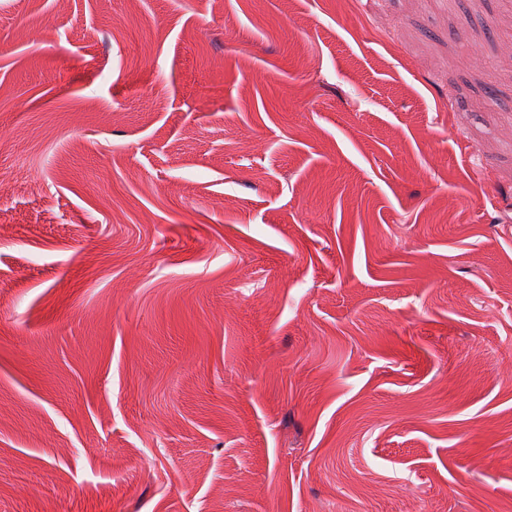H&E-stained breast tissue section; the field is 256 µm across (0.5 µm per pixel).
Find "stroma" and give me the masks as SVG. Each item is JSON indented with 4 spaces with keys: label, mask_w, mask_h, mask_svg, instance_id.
<instances>
[{
    "label": "stroma",
    "mask_w": 512,
    "mask_h": 512,
    "mask_svg": "<svg viewBox=\"0 0 512 512\" xmlns=\"http://www.w3.org/2000/svg\"><path fill=\"white\" fill-rule=\"evenodd\" d=\"M0 126V512H512V0H0Z\"/></svg>",
    "instance_id": "1"
}]
</instances>
